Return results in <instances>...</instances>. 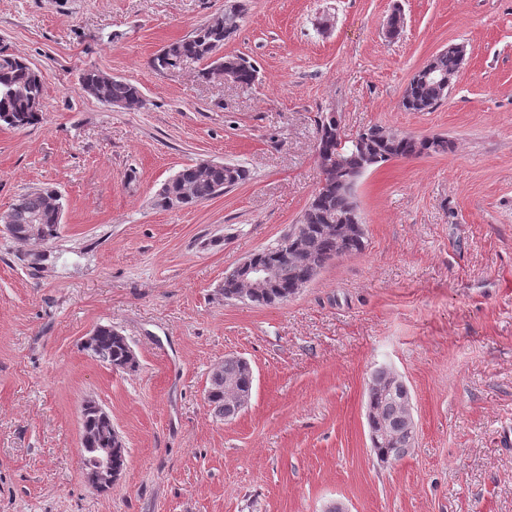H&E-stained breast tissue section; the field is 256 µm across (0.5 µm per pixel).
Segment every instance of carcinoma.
<instances>
[{
  "label": "carcinoma",
  "mask_w": 512,
  "mask_h": 512,
  "mask_svg": "<svg viewBox=\"0 0 512 512\" xmlns=\"http://www.w3.org/2000/svg\"><path fill=\"white\" fill-rule=\"evenodd\" d=\"M245 17L243 13H224L213 23L196 28L189 36L167 44V51L155 55L151 61L153 68L164 71L184 60L205 61L206 67L201 77L208 79L212 64L209 60L218 56L224 70L236 77L240 85H251L257 79V68L248 59L239 55H222L224 43L236 35ZM438 71L456 75L463 61L458 51L443 49L433 56ZM105 97L110 102H121L128 111L143 108L145 100L140 87L124 78H109V74L97 69L84 70L81 85L98 86L105 79ZM446 96L439 95L436 86L416 74L406 86L402 97L404 109L412 112H430L439 106ZM43 100V82L40 72L28 61L11 53H3L0 47V124L14 129H24L39 123L42 109L37 107ZM319 126L330 133L327 146L336 148V139L345 134L343 127L334 116L320 118ZM369 138V150L375 157L373 167L386 163L394 153L420 154L440 153L448 150V141L441 138H418L407 134L397 143L385 140L383 127L371 126L365 129ZM356 148L348 142L340 154L342 166L333 180H327L316 190L310 203L304 210L299 224L301 228L288 242L293 254L285 258L282 254L281 240L258 251L261 262L276 268V283L261 293L255 305L268 306L284 303L292 298L294 288L312 282L319 272L336 256L351 255L364 249V239L350 236L344 231L350 215L359 210L356 200L347 193L343 181L349 171L359 164L355 157ZM250 179V171L242 165H233L229 173L224 169H215L209 177L199 178L195 165H186L178 171V177L168 179L162 184L156 195V206L169 210L172 202L183 199L180 206H192L221 195ZM52 193L49 188H36L20 194L9 208L15 223L16 240L37 239L50 242L58 237L60 222L57 215L46 206V197ZM82 348L96 357L102 358L117 368L134 371L138 361L130 357V344L126 337L120 336L110 325L96 327L94 337ZM234 378L239 388L249 385L246 368L232 358L224 360L218 371L212 373L207 402L214 414L223 419L237 415V402L234 395L225 392L224 378ZM366 407L374 409L376 423L385 424L390 433V450L395 452L404 446L408 437L407 424L398 418L395 401L376 391H367ZM112 419L90 411L83 419L82 447L109 448L112 443Z\"/></svg>",
  "instance_id": "obj_1"
}]
</instances>
